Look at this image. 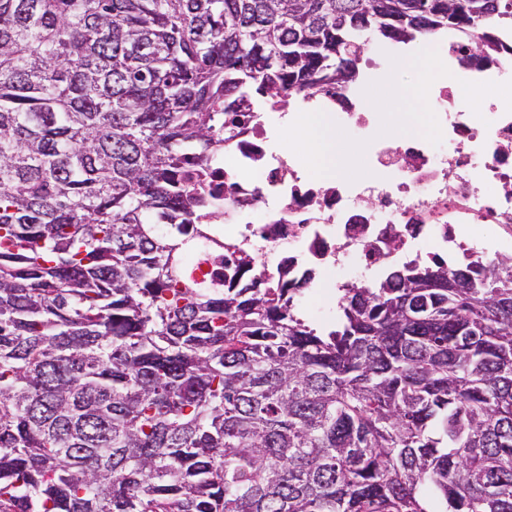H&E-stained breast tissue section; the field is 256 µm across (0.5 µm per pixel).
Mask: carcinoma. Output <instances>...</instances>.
Returning a JSON list of instances; mask_svg holds the SVG:
<instances>
[{
	"instance_id": "obj_1",
	"label": "carcinoma",
	"mask_w": 512,
	"mask_h": 512,
	"mask_svg": "<svg viewBox=\"0 0 512 512\" xmlns=\"http://www.w3.org/2000/svg\"><path fill=\"white\" fill-rule=\"evenodd\" d=\"M512 0H0V512H512V259L311 326L205 192L255 99Z\"/></svg>"
}]
</instances>
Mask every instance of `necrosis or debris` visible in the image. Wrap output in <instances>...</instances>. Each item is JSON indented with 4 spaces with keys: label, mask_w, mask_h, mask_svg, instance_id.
Masks as SVG:
<instances>
[{
    "label": "necrosis or debris",
    "mask_w": 512,
    "mask_h": 512,
    "mask_svg": "<svg viewBox=\"0 0 512 512\" xmlns=\"http://www.w3.org/2000/svg\"><path fill=\"white\" fill-rule=\"evenodd\" d=\"M499 39L479 65L449 44L453 72L429 88L437 136L376 140L369 179L316 184L296 144L271 147L273 106L255 110L208 172L231 218L221 233L271 274L285 266L307 278L317 294L413 260L512 256V31ZM330 104L337 127L368 135L374 117L361 98L343 91Z\"/></svg>",
    "instance_id": "1"
}]
</instances>
